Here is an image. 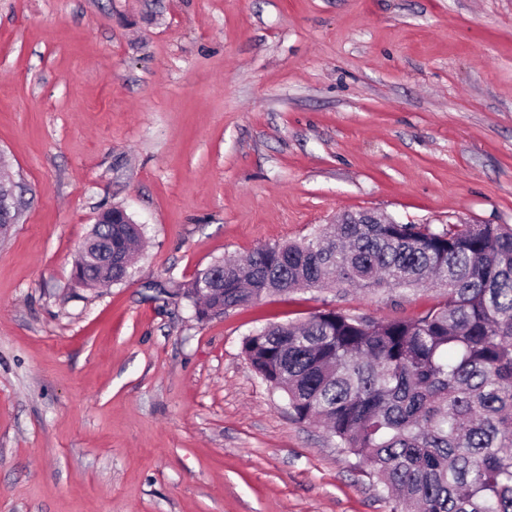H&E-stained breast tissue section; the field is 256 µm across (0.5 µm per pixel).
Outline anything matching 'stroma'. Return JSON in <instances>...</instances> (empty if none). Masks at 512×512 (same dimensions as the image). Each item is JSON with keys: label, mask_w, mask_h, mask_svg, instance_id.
Instances as JSON below:
<instances>
[{"label": "stroma", "mask_w": 512, "mask_h": 512, "mask_svg": "<svg viewBox=\"0 0 512 512\" xmlns=\"http://www.w3.org/2000/svg\"><path fill=\"white\" fill-rule=\"evenodd\" d=\"M0 155V512H390L242 341L438 290L173 293L346 212L512 225V0H0ZM112 206L144 249L80 286ZM76 269L79 277L77 281L85 287L94 288L105 283H111V278L112 283L115 281L113 272L111 276L109 269L103 267H92L87 265L86 261L83 265H77ZM120 281L115 282L117 283Z\"/></svg>", "instance_id": "35a3bbf8"}]
</instances>
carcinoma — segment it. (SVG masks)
<instances>
[{
  "instance_id": "1",
  "label": "carcinoma",
  "mask_w": 512,
  "mask_h": 512,
  "mask_svg": "<svg viewBox=\"0 0 512 512\" xmlns=\"http://www.w3.org/2000/svg\"><path fill=\"white\" fill-rule=\"evenodd\" d=\"M99 238L137 257L136 224H98ZM199 320L299 288L439 289L411 319L341 311L272 324L243 353L299 421L323 424L375 479L392 512H512V226L326 224L322 239L274 244L234 261ZM78 282L110 270L76 266Z\"/></svg>"
}]
</instances>
